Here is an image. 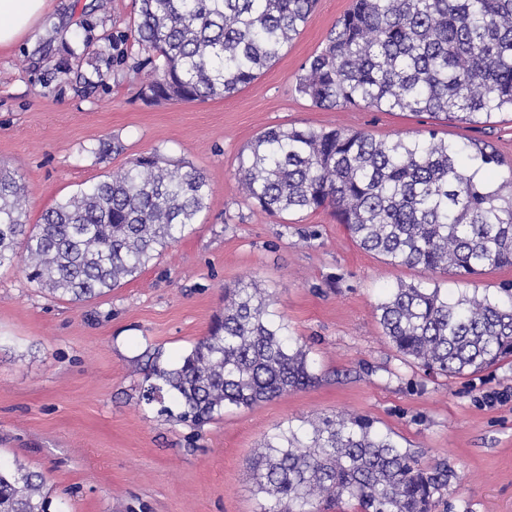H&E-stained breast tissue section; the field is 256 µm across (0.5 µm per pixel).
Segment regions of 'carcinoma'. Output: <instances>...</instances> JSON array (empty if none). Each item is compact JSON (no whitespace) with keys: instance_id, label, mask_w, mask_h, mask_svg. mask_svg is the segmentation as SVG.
Instances as JSON below:
<instances>
[{"instance_id":"carcinoma-1","label":"carcinoma","mask_w":512,"mask_h":512,"mask_svg":"<svg viewBox=\"0 0 512 512\" xmlns=\"http://www.w3.org/2000/svg\"><path fill=\"white\" fill-rule=\"evenodd\" d=\"M134 41L162 59L147 101L195 102L251 84L307 24L316 0H136ZM296 92L319 108L364 107L477 124L512 112V0H353L302 65ZM483 140L446 141L278 126L239 157L248 200L272 216L331 209L359 247L458 277L512 267V169ZM200 171L159 153L25 221L26 189L0 167V267L24 252L27 281L72 301L120 286L180 241L207 208ZM383 334L427 375L512 358V289L451 294L400 283L377 306ZM306 345L270 293L245 285L177 362L144 370L140 399L193 425L314 385ZM289 426L251 467L260 512H435L448 464L424 466L360 414ZM42 476L0 462V512H47Z\"/></svg>"}]
</instances>
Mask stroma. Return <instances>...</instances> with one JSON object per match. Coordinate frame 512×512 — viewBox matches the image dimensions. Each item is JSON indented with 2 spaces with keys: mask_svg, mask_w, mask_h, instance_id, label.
Here are the masks:
<instances>
[{
  "mask_svg": "<svg viewBox=\"0 0 512 512\" xmlns=\"http://www.w3.org/2000/svg\"><path fill=\"white\" fill-rule=\"evenodd\" d=\"M47 0L41 30L57 46L37 62L36 41L0 48V166L26 187L28 223L61 198L160 151L201 171L208 207L183 239L136 278L82 302L30 284L21 261L0 268V461L41 472L49 512H258L249 462L266 437L345 412L393 432L423 464L448 465L435 512H512V361L472 376H424L382 333L376 307L398 283L451 291L503 288L512 268L468 280L397 266L364 251L331 211L282 223L239 191L238 157L282 125L364 131L382 139L427 136L491 142L512 162V123L468 128L408 112L321 109L295 91L302 64L322 49L350 0H318L280 59L233 96L145 101V54L131 29L134 0ZM92 85L61 79L62 47ZM111 46L113 61L96 62ZM108 152L96 154L99 144ZM241 283L267 289L292 336L309 350L319 381L250 408L230 407L196 427L139 404L147 353L176 362Z\"/></svg>",
  "mask_w": 512,
  "mask_h": 512,
  "instance_id": "35a3bbf8",
  "label": "stroma"
}]
</instances>
